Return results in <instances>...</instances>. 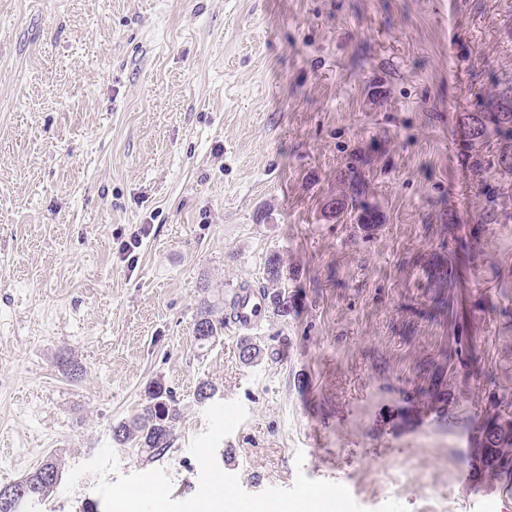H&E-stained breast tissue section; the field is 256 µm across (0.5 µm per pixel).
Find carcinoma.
I'll list each match as a JSON object with an SVG mask.
<instances>
[{"mask_svg":"<svg viewBox=\"0 0 512 512\" xmlns=\"http://www.w3.org/2000/svg\"><path fill=\"white\" fill-rule=\"evenodd\" d=\"M479 88L474 93V110L466 113L462 121L463 133L472 146L484 148L496 146L493 165L512 173V77H502L489 71L475 76ZM344 193L334 199L329 207L335 211L350 210L356 214L357 223L375 224L378 221L376 207L366 199V185L359 168L347 167L343 176ZM286 267L278 255H271L265 264L268 285L261 288L273 314L286 317L291 300L286 280ZM224 298L201 299L193 323L194 339L204 349L224 335ZM239 353L242 362L253 364L263 355V348L253 338L240 340ZM182 418L180 402L173 392L159 379L149 382L145 402L132 417L113 426V440L128 448H135L146 458L163 457L172 447L175 429ZM475 444L471 462L477 471L490 473L512 472V417L494 412L487 414L485 424L475 431ZM42 478L26 485L24 500L39 502L52 495L59 485L52 474L62 473L58 458L49 456L41 464Z\"/></svg>","mask_w":512,"mask_h":512,"instance_id":"obj_1","label":"carcinoma"}]
</instances>
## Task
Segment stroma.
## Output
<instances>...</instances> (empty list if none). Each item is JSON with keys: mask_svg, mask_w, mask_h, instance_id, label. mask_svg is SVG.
<instances>
[{"mask_svg": "<svg viewBox=\"0 0 512 512\" xmlns=\"http://www.w3.org/2000/svg\"><path fill=\"white\" fill-rule=\"evenodd\" d=\"M486 69L512 74V0H0V486L114 445L159 379L183 418L155 465L192 497L207 380L247 411L215 457L248 493L301 471L368 512H512V474L460 481L474 422L512 417V176L472 169L461 125ZM354 163L378 223L328 209ZM273 254L292 309L261 359L232 327L199 348L202 283L264 284ZM94 483L34 512L101 505Z\"/></svg>", "mask_w": 512, "mask_h": 512, "instance_id": "1", "label": "stroma"}]
</instances>
